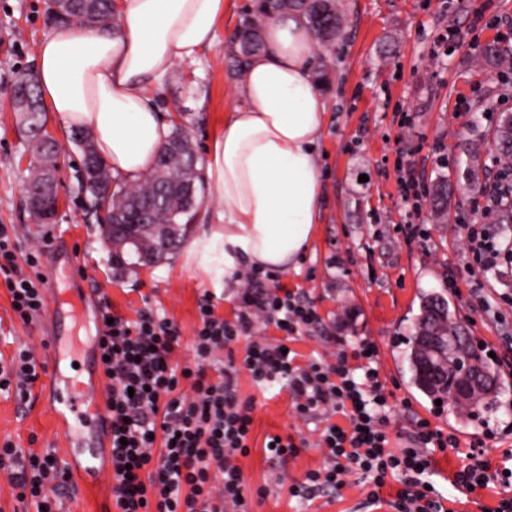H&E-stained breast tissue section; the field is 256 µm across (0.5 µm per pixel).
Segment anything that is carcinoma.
<instances>
[{
	"instance_id": "carcinoma-1",
	"label": "carcinoma",
	"mask_w": 512,
	"mask_h": 512,
	"mask_svg": "<svg viewBox=\"0 0 512 512\" xmlns=\"http://www.w3.org/2000/svg\"><path fill=\"white\" fill-rule=\"evenodd\" d=\"M322 17L314 15L312 4L307 0H258L253 13L245 16L237 26L230 40L229 59L231 66L242 76L248 66L249 59L259 53L263 48L262 31L267 21L279 16L295 15L311 32L317 48L323 52L334 49L336 40L342 37L344 16L337 0H328L323 5ZM46 18L49 23H70L84 27H93L107 22H115L113 0H72L66 15L58 16L46 5ZM29 92L39 101L36 110L20 118V126L25 136L31 138L34 132L44 128L47 124L45 105L38 89L36 78L28 77ZM494 145L499 160L512 161V113L504 115L495 130ZM166 152L157 155L153 168L136 184L127 185L112 178L107 165L101 163L95 166L93 178L95 187L85 191L86 210L94 220H99L100 211L107 214L133 213L135 207L141 211L137 223L127 225L125 232L129 236L128 247L137 255L138 264L147 265L157 263L179 248L191 231L192 221L195 218L197 201L189 200L182 195L174 183L186 176L195 184V195L203 193L204 184L199 174L198 157L189 156L185 165L175 163L170 171V180L165 181L156 176L158 169L165 166ZM453 195V187L448 179L440 177L435 184L433 206L435 213L443 216L448 213ZM170 224L172 235L165 248L148 256L144 253L140 239L142 223ZM437 330L443 336L459 337L457 351L465 354L481 365H487L478 351L473 347L467 337L462 335L461 327L452 320L448 300L439 294H429L422 298L420 314L415 318L408 338V359L412 371V383L428 396L434 399L445 400L448 392L443 388V381L428 386L416 369V359L419 357L418 335L421 330ZM501 391L500 384H495L492 394L483 400L465 407L464 413L475 415L482 409L491 412L495 409L496 398Z\"/></svg>"
}]
</instances>
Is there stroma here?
<instances>
[{"label":"stroma","instance_id":"1","mask_svg":"<svg viewBox=\"0 0 512 512\" xmlns=\"http://www.w3.org/2000/svg\"><path fill=\"white\" fill-rule=\"evenodd\" d=\"M253 2L232 0L213 46L195 62L177 63L154 86L164 119L186 130L203 162L240 82L227 66L228 39ZM454 4L446 12L442 0H340L347 20L343 37L331 54H312L316 70L331 75L322 86L326 110L317 146L321 218L298 268L278 275L279 285L303 294L321 318L320 325L302 331L290 344L300 362L352 351L365 339L377 345L393 447L406 443L418 417L456 433L458 447L435 452L432 477L436 489L452 497L460 491L449 479L466 464L474 437L484 438L492 467L512 458V374H500L505 390L499 408L482 422L437 406L413 387L403 358L420 296L437 293L449 300L455 321L481 351L512 360V335L470 306L476 281L465 265L464 227L481 221L473 206L478 188L453 198L443 221L435 220L429 204L436 177L465 185L467 146L481 149L480 186L496 175L491 137L501 114L512 112V74L486 62L482 52L495 40L512 48V0ZM49 29L45 0H0V225H15L23 253L42 244L52 252L74 253L77 270L69 295L83 299L85 309L76 315L72 333L87 347H94L102 332L98 307L107 299L114 311L129 318L150 307L173 320L181 331L174 360L183 363L193 356L201 296H212L224 319H233L237 309L236 286L205 270L193 254L194 240L212 231L220 205L214 195L205 194L188 241L166 260L140 266L133 253L114 256L101 226L84 220L74 205L81 196L73 171L80 153L66 142V130L53 117L49 125L66 143L59 190L67 202L53 223L33 222L23 196L29 175L26 138L18 131L10 100L21 74L35 70L37 46ZM405 172L418 181L417 196L404 197L399 177ZM415 220L428 233L410 241L401 227ZM49 336L44 321L23 325L0 282V366L10 367L26 346L38 362L48 363ZM48 383V376H41L24 403L0 391V443L9 439L20 448L52 449L65 457ZM238 396L253 416L252 451L238 461L251 512H369L363 503L371 486L354 472L336 494L291 496V486L324 464L313 445L317 421L296 413L287 388H261L243 369ZM274 434L302 437L310 446L281 464L264 452L266 436Z\"/></svg>","mask_w":512,"mask_h":512}]
</instances>
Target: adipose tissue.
<instances>
[{
  "label": "adipose tissue",
  "instance_id": "1",
  "mask_svg": "<svg viewBox=\"0 0 512 512\" xmlns=\"http://www.w3.org/2000/svg\"><path fill=\"white\" fill-rule=\"evenodd\" d=\"M231 0H116L119 29L59 25L37 47L40 94L62 127L87 130L113 178L134 184L170 135L149 86L211 46ZM212 139L206 178L223 207L197 240L204 268L225 281L239 261L296 267L321 206L314 147L325 102L312 70L313 39L300 19L277 18Z\"/></svg>",
  "mask_w": 512,
  "mask_h": 512
}]
</instances>
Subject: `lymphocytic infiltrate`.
<instances>
[{
  "instance_id": "obj_1",
  "label": "lymphocytic infiltrate",
  "mask_w": 512,
  "mask_h": 512,
  "mask_svg": "<svg viewBox=\"0 0 512 512\" xmlns=\"http://www.w3.org/2000/svg\"><path fill=\"white\" fill-rule=\"evenodd\" d=\"M468 253L478 273L512 267V226L470 224ZM16 230L0 225V281L13 311L30 324L47 305L42 275L19 269ZM235 294L234 320L215 312L210 295L198 302L200 324L193 340L192 361L177 367L172 354L180 341L175 322L152 308L130 320L103 303L99 314L106 325L97 338L98 365L107 382L106 434L110 439L112 498L118 512H250L238 457L251 452L252 418L238 398L237 374L246 369L256 384L285 383L296 413L323 423L315 447L325 458L322 469L308 471L291 495L338 491L349 473L370 478V505L381 504L387 477L399 487L393 512H447L445 497L430 479L433 450L457 447L455 433L419 419L407 443L390 447L384 384L375 367L371 341L353 352L338 351L334 361L296 362L287 343L301 329L318 324L316 310L287 289L264 285L256 268L245 270ZM274 325L280 338H256L258 325ZM249 337L242 367L217 365L214 355L241 337ZM188 380L192 395L179 393ZM343 414L346 425L333 423ZM468 462L458 471L454 487L474 492L480 483L512 487V473L491 470L483 440H475ZM0 470L18 490L19 502L44 512H63V496L71 489V470L56 453L42 454L0 443Z\"/></svg>"
}]
</instances>
